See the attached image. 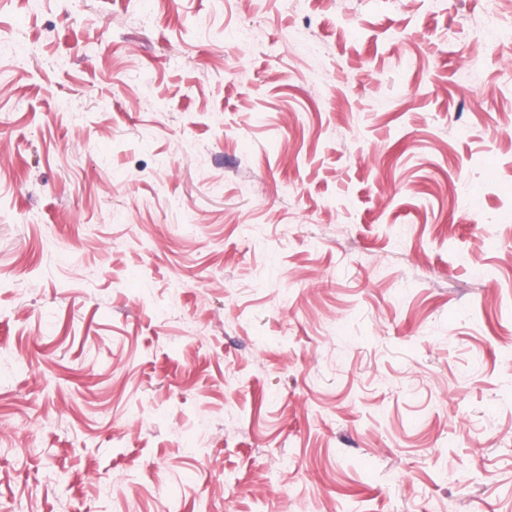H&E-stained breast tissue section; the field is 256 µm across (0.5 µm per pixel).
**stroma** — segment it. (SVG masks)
I'll return each mask as SVG.
<instances>
[{
  "label": "stroma",
  "instance_id": "stroma-1",
  "mask_svg": "<svg viewBox=\"0 0 512 512\" xmlns=\"http://www.w3.org/2000/svg\"><path fill=\"white\" fill-rule=\"evenodd\" d=\"M486 8L0 0V512H512Z\"/></svg>",
  "mask_w": 512,
  "mask_h": 512
}]
</instances>
